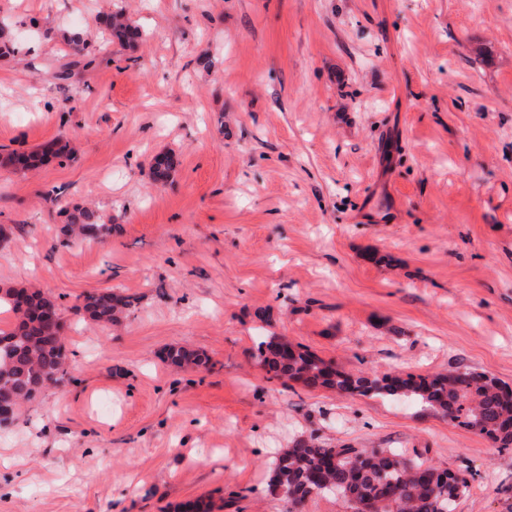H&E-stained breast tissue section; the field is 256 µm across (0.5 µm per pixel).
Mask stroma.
<instances>
[{
    "label": "stroma",
    "instance_id": "1",
    "mask_svg": "<svg viewBox=\"0 0 512 512\" xmlns=\"http://www.w3.org/2000/svg\"><path fill=\"white\" fill-rule=\"evenodd\" d=\"M119 7L135 47L108 39ZM0 26L21 46L0 150L74 147L0 167V288L55 301L67 371L0 429V512H286L265 475L312 435L471 475L455 512H512V448L253 358L283 336L350 374L512 385V0H0ZM77 206L111 236L63 244ZM107 289L138 299L119 324L77 312ZM72 152L71 140L66 135H60L56 140L48 143L42 151L32 153L11 152L0 158V166L9 167L20 173L36 168L43 155L55 154L67 156ZM167 360L175 366L191 364L197 368H206L210 361L204 353L188 351L182 347L171 348L167 353Z\"/></svg>",
    "mask_w": 512,
    "mask_h": 512
}]
</instances>
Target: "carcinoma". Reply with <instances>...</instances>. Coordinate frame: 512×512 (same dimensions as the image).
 Here are the masks:
<instances>
[{"label":"carcinoma","mask_w":512,"mask_h":512,"mask_svg":"<svg viewBox=\"0 0 512 512\" xmlns=\"http://www.w3.org/2000/svg\"><path fill=\"white\" fill-rule=\"evenodd\" d=\"M108 30L124 45L132 46L140 38L139 29L121 9L109 17ZM71 152V140L61 135L40 152H11L0 157V166L25 173L36 168L44 155L67 156ZM175 166L173 155H156L151 164L153 180L167 181ZM60 234L65 242L74 243L110 235L112 225L101 223L98 212L85 207L68 216ZM131 306L130 297H117L105 290L83 295L78 309L93 321L112 324ZM1 307L8 308L15 321L9 329L0 330V338L5 340L0 346V402L17 413L44 389L64 382L62 336L36 315L41 309L56 313L58 308L46 294L29 288H0ZM286 346L287 340L279 336L258 343L259 362L273 379L350 395L414 398L498 447H512V431L506 427L512 420V387L485 372L457 368L432 376H354L299 347L285 358L282 348ZM167 360L175 366L205 368L209 364L207 355L182 347L170 349ZM266 485L271 494L285 493L287 512H303L314 493H333L349 504L370 502L376 512H391L396 498L403 512H454L457 499L470 489L464 474L406 458L392 448H329L312 437L296 441L278 455Z\"/></svg>","instance_id":"1"}]
</instances>
